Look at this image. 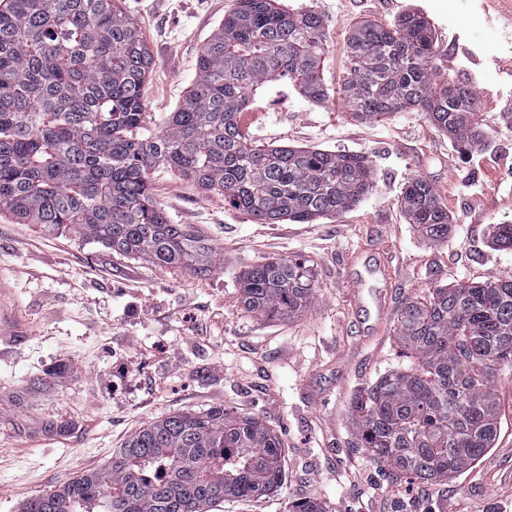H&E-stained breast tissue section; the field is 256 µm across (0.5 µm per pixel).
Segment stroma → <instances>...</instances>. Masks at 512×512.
I'll list each match as a JSON object with an SVG mask.
<instances>
[{
	"label": "stroma",
	"mask_w": 512,
	"mask_h": 512,
	"mask_svg": "<svg viewBox=\"0 0 512 512\" xmlns=\"http://www.w3.org/2000/svg\"><path fill=\"white\" fill-rule=\"evenodd\" d=\"M235 0H124L155 67L145 105L159 125L196 77L202 45ZM324 21L323 77L331 96L308 101L283 81L251 98L240 126L267 146L364 156L374 188L355 208L311 224H258L167 169L152 178L174 224L216 248L204 275L120 255L74 232L58 236L0 217V512L105 464L136 432L188 409L233 407L260 416L285 448L274 494L225 501L217 512H288L322 499L328 512H512V368L495 378L498 435L470 469L422 485L379 467L352 444L350 402L397 362L394 325L404 304L437 284L512 281V250L491 241L512 220V0H280ZM415 12L432 29L442 78L478 97L488 138L461 154L419 112L359 121L339 90L349 36L365 20ZM423 178L447 208V242L419 237L402 206ZM269 257L315 268L310 305L287 320L244 308L238 281ZM375 275L354 299L364 265ZM389 292L371 327V297ZM427 496L402 498L403 488Z\"/></svg>",
	"instance_id": "stroma-1"
}]
</instances>
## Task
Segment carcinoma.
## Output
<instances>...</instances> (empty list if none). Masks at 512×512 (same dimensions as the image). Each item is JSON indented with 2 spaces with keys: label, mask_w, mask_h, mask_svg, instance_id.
<instances>
[{
  "label": "carcinoma",
  "mask_w": 512,
  "mask_h": 512,
  "mask_svg": "<svg viewBox=\"0 0 512 512\" xmlns=\"http://www.w3.org/2000/svg\"><path fill=\"white\" fill-rule=\"evenodd\" d=\"M275 2L236 0L203 45L183 103L151 130L143 92L154 59L119 0H0V215L206 272L216 249L192 225L170 222L150 180L159 166L257 224H310L351 210L374 187L363 156L261 147L239 124L272 81L312 102L329 98L322 18ZM350 57L341 95L355 119L421 112L464 154L486 140L471 88L436 81L437 48L420 15L358 24ZM402 204L425 239L448 241L452 222L428 181L407 184ZM493 243L512 249V223L495 225ZM239 291L257 316L291 318L315 295L314 265L268 258L243 272ZM395 343L397 369L353 396L355 447L396 475L444 482L496 440L493 378L512 364V281L427 289L399 313ZM284 460L278 434L253 413L179 411L19 512H211L226 499L272 493Z\"/></svg>",
  "instance_id": "1"
}]
</instances>
